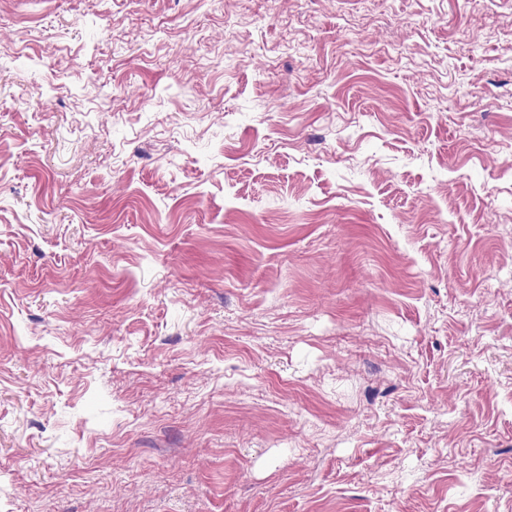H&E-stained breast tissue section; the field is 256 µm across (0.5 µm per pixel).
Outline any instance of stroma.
<instances>
[{
    "mask_svg": "<svg viewBox=\"0 0 512 512\" xmlns=\"http://www.w3.org/2000/svg\"><path fill=\"white\" fill-rule=\"evenodd\" d=\"M0 512H512V0H0Z\"/></svg>",
    "mask_w": 512,
    "mask_h": 512,
    "instance_id": "35a3bbf8",
    "label": "stroma"
}]
</instances>
